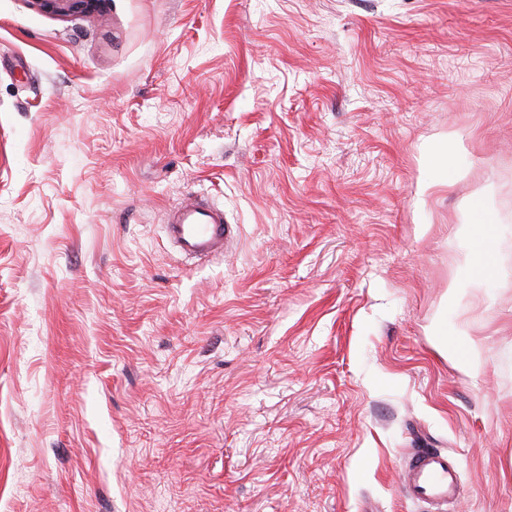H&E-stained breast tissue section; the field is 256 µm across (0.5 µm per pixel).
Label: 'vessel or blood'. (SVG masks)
I'll use <instances>...</instances> for the list:
<instances>
[{"mask_svg":"<svg viewBox=\"0 0 512 512\" xmlns=\"http://www.w3.org/2000/svg\"><path fill=\"white\" fill-rule=\"evenodd\" d=\"M169 238L187 257H222L238 235L237 225L227 223L222 208L188 197L170 209L166 224ZM404 483L410 497L446 505L456 497L455 467L438 449H422L409 461Z\"/></svg>","mask_w":512,"mask_h":512,"instance_id":"1","label":"vessel or blood"}]
</instances>
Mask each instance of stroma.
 I'll return each mask as SVG.
<instances>
[{
  "instance_id": "obj_1",
  "label": "stroma",
  "mask_w": 512,
  "mask_h": 512,
  "mask_svg": "<svg viewBox=\"0 0 512 512\" xmlns=\"http://www.w3.org/2000/svg\"><path fill=\"white\" fill-rule=\"evenodd\" d=\"M423 448L512 512V0H0V512H435ZM46 12L60 16H74L98 10L105 0H32ZM166 232L187 257L214 259L224 252L238 236V225L224 220V210L206 205L194 197L183 199L168 213ZM404 483L411 498L448 506L456 498L455 466L440 449H421L409 461Z\"/></svg>"
}]
</instances>
